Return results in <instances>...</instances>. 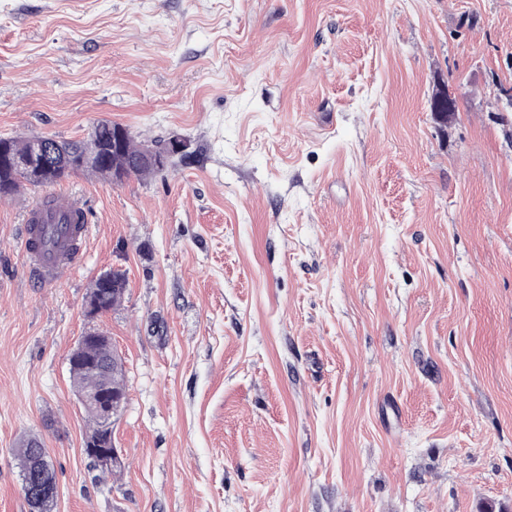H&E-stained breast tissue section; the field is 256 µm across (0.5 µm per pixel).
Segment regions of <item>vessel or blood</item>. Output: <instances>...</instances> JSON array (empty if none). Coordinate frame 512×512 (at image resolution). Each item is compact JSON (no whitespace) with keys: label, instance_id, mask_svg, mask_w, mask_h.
<instances>
[{"label":"vessel or blood","instance_id":"b4317fda","mask_svg":"<svg viewBox=\"0 0 512 512\" xmlns=\"http://www.w3.org/2000/svg\"><path fill=\"white\" fill-rule=\"evenodd\" d=\"M54 212H47L41 206L29 209L25 216L26 224H41L49 221L51 214L72 215L83 212V204L77 196L59 193L55 196ZM86 242L85 230L79 229L72 234L49 240L43 250L25 248L24 254L30 272L38 283L45 288L59 284L71 266L76 262Z\"/></svg>","mask_w":512,"mask_h":512}]
</instances>
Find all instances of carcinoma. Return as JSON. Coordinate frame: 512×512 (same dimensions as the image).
I'll list each match as a JSON object with an SVG mask.
<instances>
[{"mask_svg":"<svg viewBox=\"0 0 512 512\" xmlns=\"http://www.w3.org/2000/svg\"><path fill=\"white\" fill-rule=\"evenodd\" d=\"M94 143L99 147L113 152V160L121 168V178L131 176H150L161 172V169L139 161L141 146L136 144L129 132L122 126L109 121H99L89 137L82 141L62 144L65 151L74 155L86 144ZM29 145L27 139L0 138V155L8 158L13 154H23ZM81 172L76 160H61L58 165L39 177H32L24 172L15 171L5 164L0 165V186H7L0 194L1 199L12 196L18 189L29 184L34 187H45L58 183L73 174ZM111 281L119 283L114 288L97 277L92 284L87 304H107L108 309L118 307L124 298L126 279L119 271L107 273ZM73 383L80 393L97 390L106 385L118 393L126 391V369L121 357L112 349L109 339L93 331L86 334V350L83 362L71 366ZM91 429L85 444L94 445L102 439L103 429L98 414L94 410L87 412ZM22 473L20 490L26 500L30 512H53L57 498V478L54 468L48 459L43 457V444L35 436L24 439L16 449Z\"/></svg>","mask_w":512,"mask_h":512,"instance_id":"cac0c4a2","label":"carcinoma"}]
</instances>
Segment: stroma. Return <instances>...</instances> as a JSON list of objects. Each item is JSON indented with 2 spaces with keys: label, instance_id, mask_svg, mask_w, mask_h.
I'll list each match as a JSON object with an SVG mask.
<instances>
[{
  "label": "stroma",
  "instance_id": "stroma-1",
  "mask_svg": "<svg viewBox=\"0 0 512 512\" xmlns=\"http://www.w3.org/2000/svg\"><path fill=\"white\" fill-rule=\"evenodd\" d=\"M100 120L187 156L0 201V512L31 435L55 512L512 507V0H0V137ZM51 190L87 245L41 288ZM95 327L127 370L106 475L69 373ZM56 199L55 209L53 214L47 211L53 209V199L44 198L40 203H37L33 208L29 209L25 216V240H24V254L27 266L30 272L37 278V282L43 288H53L59 284L66 276L71 266L76 262L79 255L84 249L86 242V226L79 222L77 217L76 224L72 225L79 230L66 236H59L49 240L42 251H34L31 246L36 248L43 245L42 231L38 230L35 233L31 245L29 240L31 237L30 227L32 224H45L44 222L50 221V216L68 215L80 213L86 222V213L83 204L75 195L56 193L53 195ZM41 205L44 208L41 207ZM103 276L111 277V283L119 282L117 288H112L102 280ZM126 279L125 275L120 271L112 270V272L99 275L92 284L88 296L87 304L93 306L96 302L107 304L108 310L118 307L124 298Z\"/></svg>",
  "mask_w": 512,
  "mask_h": 512
}]
</instances>
